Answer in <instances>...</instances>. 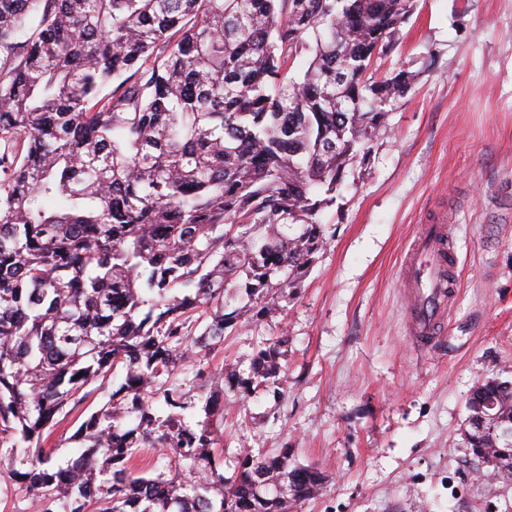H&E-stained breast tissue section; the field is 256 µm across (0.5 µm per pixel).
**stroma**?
<instances>
[{
    "label": "stroma",
    "instance_id": "stroma-1",
    "mask_svg": "<svg viewBox=\"0 0 512 512\" xmlns=\"http://www.w3.org/2000/svg\"><path fill=\"white\" fill-rule=\"evenodd\" d=\"M419 77L320 223L332 231L275 317L228 329L209 369L286 339L283 395L224 396L223 461L293 450L326 481L298 512H512V478L480 471L463 434L478 379L512 380V0H417L382 72ZM455 227L446 344L416 352L400 290L421 225ZM105 401L45 442L58 460Z\"/></svg>",
    "mask_w": 512,
    "mask_h": 512
}]
</instances>
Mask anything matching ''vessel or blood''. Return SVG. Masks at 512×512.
<instances>
[{
	"mask_svg": "<svg viewBox=\"0 0 512 512\" xmlns=\"http://www.w3.org/2000/svg\"><path fill=\"white\" fill-rule=\"evenodd\" d=\"M453 251L452 228L440 223L425 225L406 253L402 269L406 333L418 350L436 347L445 329L455 288L448 277Z\"/></svg>",
	"mask_w": 512,
	"mask_h": 512,
	"instance_id": "1",
	"label": "vessel or blood"
}]
</instances>
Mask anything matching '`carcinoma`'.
<instances>
[{
    "label": "carcinoma",
    "mask_w": 512,
    "mask_h": 512,
    "mask_svg": "<svg viewBox=\"0 0 512 512\" xmlns=\"http://www.w3.org/2000/svg\"><path fill=\"white\" fill-rule=\"evenodd\" d=\"M414 5L0 0V447L26 449L36 512H290L323 488L286 446L229 477L214 452L224 391L276 382L285 341L219 373L194 428L177 376L279 314L324 252L318 214L413 88L378 62ZM118 370L85 452L52 462L51 428ZM487 402L501 426L465 423L470 448H512V382L478 381L467 419Z\"/></svg>",
    "instance_id": "1"
}]
</instances>
